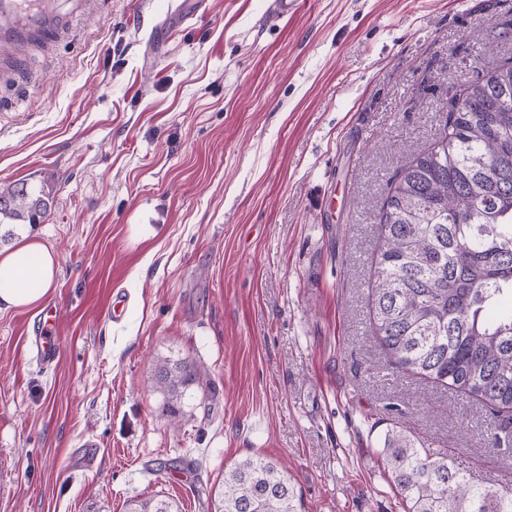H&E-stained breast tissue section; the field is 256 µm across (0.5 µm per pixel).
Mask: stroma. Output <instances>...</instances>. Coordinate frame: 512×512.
Instances as JSON below:
<instances>
[{
    "mask_svg": "<svg viewBox=\"0 0 512 512\" xmlns=\"http://www.w3.org/2000/svg\"><path fill=\"white\" fill-rule=\"evenodd\" d=\"M299 3L91 0L19 48L26 78L0 69V188L54 186L0 252L36 241L57 266L0 312V512H207L254 455L308 512H406L378 453L400 428L512 487L486 408L391 369L368 307L398 147L429 148L452 91L512 59V0ZM49 312L53 367L27 341ZM165 356L209 372L176 423ZM129 512H178L177 504L166 496L155 495L154 497L141 500H133Z\"/></svg>",
    "mask_w": 512,
    "mask_h": 512,
    "instance_id": "1",
    "label": "stroma"
}]
</instances>
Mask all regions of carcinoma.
<instances>
[{
	"label": "carcinoma",
	"mask_w": 512,
	"mask_h": 512,
	"mask_svg": "<svg viewBox=\"0 0 512 512\" xmlns=\"http://www.w3.org/2000/svg\"><path fill=\"white\" fill-rule=\"evenodd\" d=\"M53 187L16 182L0 190V224H40ZM381 247L369 315L389 365L492 414L494 448L512 446V63L466 83L448 99L433 146L390 181L379 218ZM207 372L187 358L157 360L154 390L174 421ZM408 512H512V490L478 484L446 456L418 448L401 430L378 449ZM213 512H302L279 466L248 456L224 471ZM129 512H178L165 496Z\"/></svg>",
	"instance_id": "cac0c4a2"
}]
</instances>
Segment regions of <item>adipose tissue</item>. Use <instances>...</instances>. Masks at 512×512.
Instances as JSON below:
<instances>
[{
	"label": "adipose tissue",
	"mask_w": 512,
	"mask_h": 512,
	"mask_svg": "<svg viewBox=\"0 0 512 512\" xmlns=\"http://www.w3.org/2000/svg\"><path fill=\"white\" fill-rule=\"evenodd\" d=\"M56 277L53 252L37 242L22 244L0 257V307L39 304Z\"/></svg>",
	"instance_id": "ef3b65f1"
}]
</instances>
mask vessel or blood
Here are the masks:
<instances>
[{
    "instance_id": "b4317fda",
    "label": "vessel or blood",
    "mask_w": 512,
    "mask_h": 512,
    "mask_svg": "<svg viewBox=\"0 0 512 512\" xmlns=\"http://www.w3.org/2000/svg\"><path fill=\"white\" fill-rule=\"evenodd\" d=\"M55 0H0V18L9 28L0 31V57L13 53L18 43L30 36L55 35ZM54 322H44L35 340L37 358L45 365L56 363L59 351L53 337Z\"/></svg>"
}]
</instances>
